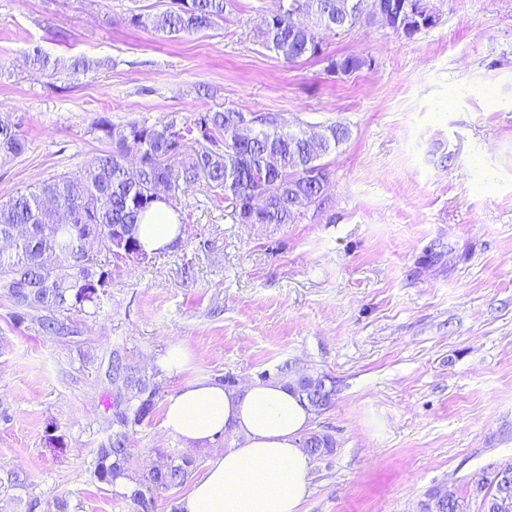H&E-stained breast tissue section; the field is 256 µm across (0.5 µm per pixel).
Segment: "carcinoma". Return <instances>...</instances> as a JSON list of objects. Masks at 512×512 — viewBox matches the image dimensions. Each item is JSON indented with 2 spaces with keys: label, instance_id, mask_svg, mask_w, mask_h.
<instances>
[{
  "label": "carcinoma",
  "instance_id": "1",
  "mask_svg": "<svg viewBox=\"0 0 512 512\" xmlns=\"http://www.w3.org/2000/svg\"><path fill=\"white\" fill-rule=\"evenodd\" d=\"M231 0H173L175 7L158 14L135 15L131 22L171 35L192 34L207 29L224 18ZM314 3L331 15V21H308L302 28L291 24L293 13ZM352 0H287L268 26L259 29L263 44L288 62L323 55L326 37L336 33V17L347 28L367 18L350 14ZM364 61L355 56L332 59L328 70L349 75ZM242 113L232 109L204 112L177 124L168 122L130 123L120 128L102 118L95 123L99 138L110 149L96 157L80 179L65 174L16 192L0 202V241L10 240L7 251H0V291L12 303L14 321L22 323L35 310L84 313L102 309L108 299L105 288L94 284L112 274L110 262L85 259L78 244L93 237L100 250L117 259L131 251L140 262L153 258L138 238L139 225L155 204V192L163 186L165 200L177 210L180 192L200 179L224 191L234 201L233 218L238 224H295L303 209L322 205V189L307 178L308 164L315 162L323 177L327 168L320 160L346 141L348 127L334 123L321 127L319 149L304 138V131L279 130L270 118L260 119V127L248 144L236 140ZM210 146L188 148L199 139ZM26 139L18 126L0 120V160L22 154ZM263 195L267 205L253 213L248 198ZM112 378L123 382L125 392L112 398V433L100 443L94 458L93 477L104 485L126 488L120 494L133 508L155 504L156 497L183 487L195 469L187 456L157 449L149 468L139 469L128 452L130 432L149 419L156 407L159 384L128 359L112 358ZM291 369L280 367L275 380L294 391L312 412L320 414L334 400L327 376H316L313 387L289 383ZM335 441L319 433L308 453L320 459L332 454ZM498 475L481 482L488 487L483 499L484 512H504L499 502Z\"/></svg>",
  "mask_w": 512,
  "mask_h": 512
}]
</instances>
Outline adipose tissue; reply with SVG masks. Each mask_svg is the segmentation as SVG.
<instances>
[{
    "label": "adipose tissue",
    "mask_w": 512,
    "mask_h": 512,
    "mask_svg": "<svg viewBox=\"0 0 512 512\" xmlns=\"http://www.w3.org/2000/svg\"><path fill=\"white\" fill-rule=\"evenodd\" d=\"M150 252L166 251L177 236L176 216L157 203L139 226ZM311 412L275 382L237 390L194 380L166 404L163 427L203 443L230 432L239 441L210 462L181 501V512H300L308 494L312 459L299 445Z\"/></svg>",
    "instance_id": "obj_1"
}]
</instances>
